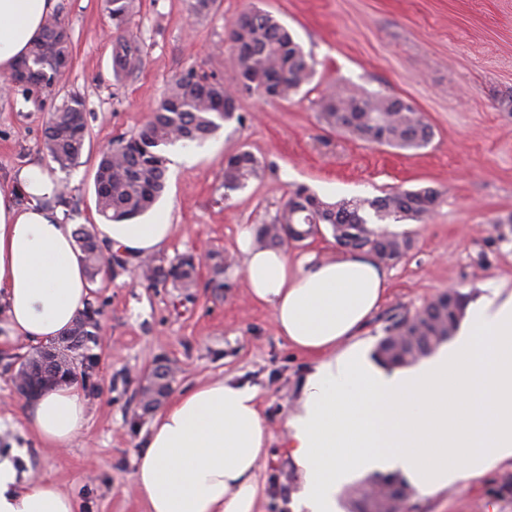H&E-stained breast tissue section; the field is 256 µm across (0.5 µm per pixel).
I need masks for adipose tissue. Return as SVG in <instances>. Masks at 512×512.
<instances>
[{"mask_svg": "<svg viewBox=\"0 0 512 512\" xmlns=\"http://www.w3.org/2000/svg\"><path fill=\"white\" fill-rule=\"evenodd\" d=\"M58 0H0V73L26 56ZM58 182L48 166H22L0 183V305L9 339L47 343L67 334L90 296L73 227L52 207ZM173 231L151 224H100L96 235L136 259ZM244 272L278 332L316 355L300 405L284 427L301 476L294 512H340L338 490L358 477L396 472L423 494L469 483L512 464V290L468 302L456 343L412 368L380 365L358 335L383 302L385 270L365 255L293 267L279 249H257L242 230ZM247 385L222 380L181 395L151 426L135 482L147 512H261L258 463L268 434ZM28 430L66 448L85 425L74 384L30 404ZM11 450L0 451V512H75L55 483L21 481Z\"/></svg>", "mask_w": 512, "mask_h": 512, "instance_id": "adipose-tissue-1", "label": "adipose tissue"}]
</instances>
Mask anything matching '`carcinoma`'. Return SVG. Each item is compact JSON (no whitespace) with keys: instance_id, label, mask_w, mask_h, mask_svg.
Returning <instances> with one entry per match:
<instances>
[{"instance_id":"cac0c4a2","label":"carcinoma","mask_w":512,"mask_h":512,"mask_svg":"<svg viewBox=\"0 0 512 512\" xmlns=\"http://www.w3.org/2000/svg\"><path fill=\"white\" fill-rule=\"evenodd\" d=\"M116 36L112 66L121 78L141 65L139 49L123 35L135 9V0H106ZM228 38L235 51L236 83L232 89L189 69L171 81L150 118L134 134L120 137L101 154L94 186L96 209L105 220L123 223L135 220L163 196L166 189V159L161 148L180 143L200 145L215 134L221 123L234 116L236 94L257 92L272 99L289 100L314 74L310 54L290 31L269 11L258 5L244 12L231 26ZM71 60V35L67 27L49 18L24 62L33 67L46 51ZM69 65L40 73L37 85L25 88L34 95L58 82ZM321 118L331 129L354 139L398 149H420L432 138L424 114L411 103L379 92L344 87L329 91L319 101ZM84 103L77 94L67 96L50 113L42 142L43 150L61 171L78 161L86 138ZM263 175L256 157L240 150L224 159V189L236 191ZM439 193L431 188L397 190L373 198H342L327 202L308 187L299 185L289 194L273 220L257 229V240L268 247L302 242L330 228L344 250L372 255L380 263L398 260L412 248L405 235L390 234L380 225L400 221H424L432 212ZM78 256L90 283L98 276H117L125 270L119 250L104 253L95 232L84 225L73 231ZM213 275L206 287L216 294L224 291V261L216 255ZM142 276L152 284L171 285L191 295L198 287V263L193 254H182L164 265L153 260L141 265ZM468 295L449 289L441 292L413 313H395L376 357L386 366H408L433 354L455 333L464 315ZM101 311L90 304L79 314L73 331L80 336L76 351L86 352L96 343ZM41 350L11 357L4 370L31 382L39 376ZM175 371L166 361L151 370L149 381L139 392V404L155 409L172 390ZM410 497L408 484L391 476L369 478L351 501V512H386Z\"/></svg>"}]
</instances>
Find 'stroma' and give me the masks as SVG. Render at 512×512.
Here are the masks:
<instances>
[{"mask_svg":"<svg viewBox=\"0 0 512 512\" xmlns=\"http://www.w3.org/2000/svg\"><path fill=\"white\" fill-rule=\"evenodd\" d=\"M254 4L312 55V82L287 101L241 95L236 118L215 136L165 147L167 191L143 218L149 224L163 214L174 226L156 260L201 249L229 258L223 294L207 289L208 265L188 299L150 284L133 266L98 280L91 294L102 313L94 365L75 377L87 398V423L70 447H49L24 427L28 403L0 369V449L18 448L25 479L55 481L72 494L77 512H145L134 473L155 416L142 412L138 393L161 359L177 368L176 396L222 378L257 389L270 436L260 462V508L292 512L301 478L284 450V421L316 359L292 349L272 311L252 298L237 237L241 227L270 222L294 186L331 201L398 189L440 193L431 216L412 230L411 250L385 267V299L360 332L369 346L384 337L391 314L415 311L442 291L512 290V0H217L203 16L191 14L187 0H137L128 32L142 64L119 79L105 0H58L54 15L71 33V67L40 92L36 107L21 91H0V181L22 165L47 163L48 116L79 94L88 137L79 163L57 179L75 221L101 223L94 194L100 152L135 133L182 72L192 68L234 85L227 33ZM340 83L410 102L431 125V142L400 150L330 129L316 102ZM239 150L262 163L264 177L228 193L224 158ZM506 475L512 465L434 497L412 494L410 512H484L488 501L512 512V495L501 489Z\"/></svg>","mask_w":512,"mask_h":512,"instance_id":"obj_1","label":"stroma"}]
</instances>
